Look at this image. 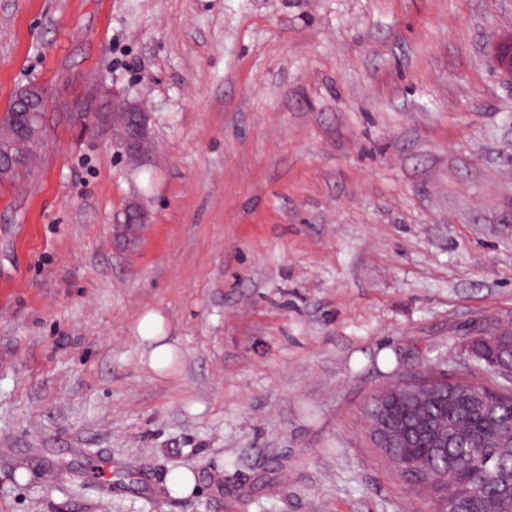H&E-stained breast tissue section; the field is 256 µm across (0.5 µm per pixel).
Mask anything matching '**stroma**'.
<instances>
[{"mask_svg":"<svg viewBox=\"0 0 512 512\" xmlns=\"http://www.w3.org/2000/svg\"><path fill=\"white\" fill-rule=\"evenodd\" d=\"M511 32L512 0H0V112L49 98L0 185V512H430L363 408L512 326ZM94 85L153 163L69 126ZM149 221V213L142 208L138 203L131 202L117 212L113 218V233L119 239L129 241L127 229L130 225L128 223L147 224ZM130 242V241H129ZM162 317L154 312L146 313L138 325L139 338L143 342L154 345L150 353V363L154 368H163L171 361L172 348L161 341Z\"/></svg>","mask_w":512,"mask_h":512,"instance_id":"1","label":"stroma"}]
</instances>
